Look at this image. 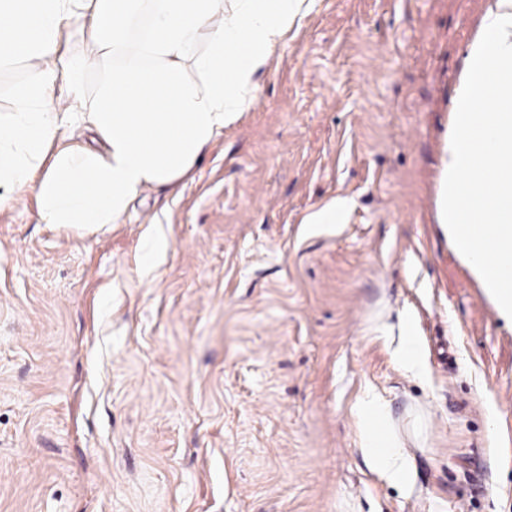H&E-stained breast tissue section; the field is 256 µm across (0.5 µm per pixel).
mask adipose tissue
<instances>
[{
  "mask_svg": "<svg viewBox=\"0 0 512 512\" xmlns=\"http://www.w3.org/2000/svg\"><path fill=\"white\" fill-rule=\"evenodd\" d=\"M308 0H0V68L25 80L0 113V211L35 191L41 223L94 230L176 185L255 101L257 72ZM247 35L243 51L233 45ZM81 51L69 55V46ZM372 466L400 478L375 398L357 409Z\"/></svg>",
  "mask_w": 512,
  "mask_h": 512,
  "instance_id": "1",
  "label": "adipose tissue"
}]
</instances>
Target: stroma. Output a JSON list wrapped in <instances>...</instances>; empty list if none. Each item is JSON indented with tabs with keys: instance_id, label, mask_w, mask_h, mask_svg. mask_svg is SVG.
Instances as JSON below:
<instances>
[{
	"instance_id": "obj_1",
	"label": "stroma",
	"mask_w": 512,
	"mask_h": 512,
	"mask_svg": "<svg viewBox=\"0 0 512 512\" xmlns=\"http://www.w3.org/2000/svg\"><path fill=\"white\" fill-rule=\"evenodd\" d=\"M488 4L311 0L191 179L90 233L0 213V512H512V320L438 220ZM403 336L405 337L398 349L400 360L408 372L416 376H422L425 373L426 364L410 324L406 325V333ZM361 446L372 466L387 474L389 478L399 479L404 472L405 460L398 446L388 437L381 442L377 427L379 405L374 397L362 400L357 409ZM377 448H383L378 450Z\"/></svg>"
}]
</instances>
